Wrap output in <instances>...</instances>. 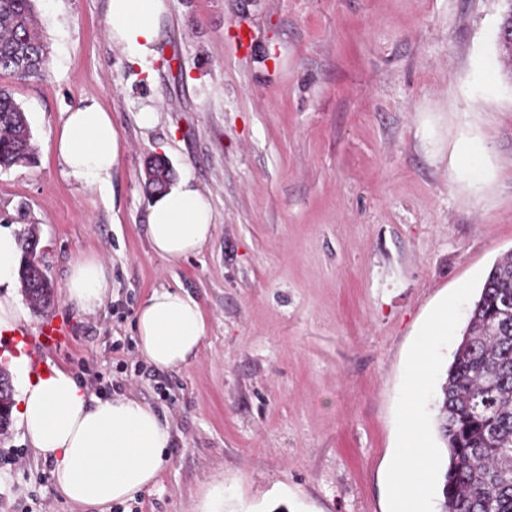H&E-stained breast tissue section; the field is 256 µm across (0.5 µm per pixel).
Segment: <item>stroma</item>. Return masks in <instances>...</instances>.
Listing matches in <instances>:
<instances>
[{
	"label": "stroma",
	"instance_id": "obj_1",
	"mask_svg": "<svg viewBox=\"0 0 512 512\" xmlns=\"http://www.w3.org/2000/svg\"><path fill=\"white\" fill-rule=\"evenodd\" d=\"M152 73L107 35L109 0H35L49 64L0 75L24 109L34 160L0 170V225L34 228L54 285L48 313L21 286L31 365L89 394L149 404L172 432L156 482L112 512H392L401 411L421 415L440 498L443 382L495 261L512 251V78L496 64L501 0H165ZM109 112L107 184L68 175L65 112ZM151 109L154 119L141 114ZM207 197L213 235L176 262L152 250L145 162ZM100 258L101 306L69 302L74 262ZM157 288L203 310L196 359L169 371L139 352L137 311ZM447 337L420 400L410 365L442 302ZM68 336L32 333L45 319ZM0 512H79L12 424L0 441Z\"/></svg>",
	"mask_w": 512,
	"mask_h": 512
}]
</instances>
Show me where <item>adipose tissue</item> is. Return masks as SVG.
Listing matches in <instances>:
<instances>
[{"label":"adipose tissue","instance_id":"ef3b65f1","mask_svg":"<svg viewBox=\"0 0 512 512\" xmlns=\"http://www.w3.org/2000/svg\"><path fill=\"white\" fill-rule=\"evenodd\" d=\"M163 10V0H110L108 37L130 62L144 67L154 58ZM55 149L71 177L102 184L119 156L118 132L110 114L91 102L66 114ZM213 228L207 198L188 179L157 195L148 216L152 248L171 262L200 251ZM19 251L17 236L0 226V332L14 331L18 323L12 287ZM109 289L101 261L87 258L73 267L66 294L91 310L103 303ZM137 328L144 360L170 370L196 358L205 320L191 297L159 288L140 306ZM12 362L24 377L16 408L20 424L33 448L51 463L53 480L68 501L88 512H105L155 482L172 432L149 406L128 397L94 401L67 370L33 372L23 355ZM431 466L423 427L408 417L391 481L393 512H423L422 485L414 477Z\"/></svg>","mask_w":512,"mask_h":512}]
</instances>
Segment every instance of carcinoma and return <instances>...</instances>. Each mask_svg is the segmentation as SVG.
<instances>
[{
    "instance_id": "obj_1",
    "label": "carcinoma",
    "mask_w": 512,
    "mask_h": 512,
    "mask_svg": "<svg viewBox=\"0 0 512 512\" xmlns=\"http://www.w3.org/2000/svg\"><path fill=\"white\" fill-rule=\"evenodd\" d=\"M501 2L496 61L512 74V0ZM47 56L34 0H0V74L39 80ZM32 157L25 112L0 86V169ZM145 174L153 195L172 181L163 157L150 159ZM19 240L23 293L33 310L45 311L54 303L53 285L33 265L36 234L29 229ZM437 431L447 449L440 512H512V254L492 266L473 304L441 384Z\"/></svg>"
}]
</instances>
